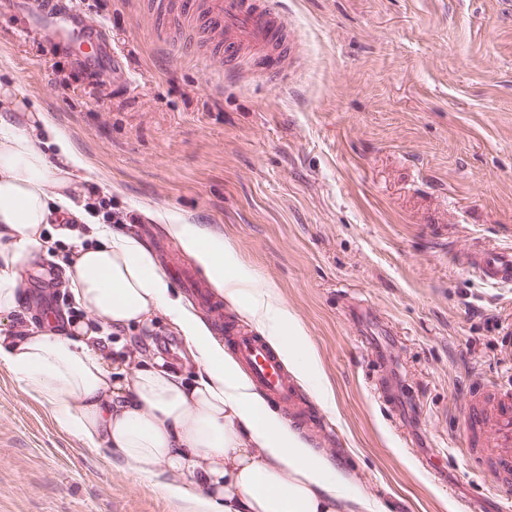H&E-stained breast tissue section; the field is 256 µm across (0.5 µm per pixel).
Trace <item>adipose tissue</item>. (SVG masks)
I'll use <instances>...</instances> for the list:
<instances>
[{
  "label": "adipose tissue",
  "mask_w": 512,
  "mask_h": 512,
  "mask_svg": "<svg viewBox=\"0 0 512 512\" xmlns=\"http://www.w3.org/2000/svg\"><path fill=\"white\" fill-rule=\"evenodd\" d=\"M76 187L51 166L31 137L0 116V313L20 298L18 269L42 246L40 228L74 211ZM173 233L210 270L218 287L243 296L269 342L305 378H314L302 332L286 308L252 289L247 275L224 276L222 246L176 224ZM75 298L104 323H145L156 311L178 326L201 367L184 387L156 365L114 374L81 336L36 333L0 340V364L35 399L52 405L60 428L91 449L106 448L128 469L172 498L187 483L202 489L194 512H341L348 490L286 422L254 393L207 329L173 298L149 251L100 225L98 242L80 248Z\"/></svg>",
  "instance_id": "adipose-tissue-1"
}]
</instances>
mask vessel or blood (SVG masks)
<instances>
[{
    "label": "vessel or blood",
    "mask_w": 512,
    "mask_h": 512,
    "mask_svg": "<svg viewBox=\"0 0 512 512\" xmlns=\"http://www.w3.org/2000/svg\"><path fill=\"white\" fill-rule=\"evenodd\" d=\"M28 25L38 27L59 48L78 54L87 76L105 82L121 75L122 61L105 28L89 24L81 9H43L40 0H22ZM173 29H189V47L204 50L225 79L245 76L244 64L261 66L260 78L284 83L298 60L293 29L278 0H187V8L169 23ZM458 264L469 277L489 287L512 285V247L472 245L459 253ZM170 271L207 310L212 323L224 335V345L249 374L253 390L278 407L302 430L319 432L324 422L321 409L306 399L288 372L280 354L248 323L226 317L222 301L213 297L196 266L172 260ZM49 271H42L30 286L31 313L46 317L57 304ZM459 428L465 435L489 433L490 445H471L467 453L494 477L497 495H512V393L479 388L471 390L461 411Z\"/></svg>",
    "instance_id": "vessel-or-blood-1"
}]
</instances>
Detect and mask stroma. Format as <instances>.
Here are the masks:
<instances>
[{"label":"stroma","instance_id":"stroma-1","mask_svg":"<svg viewBox=\"0 0 512 512\" xmlns=\"http://www.w3.org/2000/svg\"><path fill=\"white\" fill-rule=\"evenodd\" d=\"M0 0V86L12 117L93 210L183 224L224 245L225 276L287 308L317 381H301L332 427L310 440L372 512H512L464 460L457 417L471 384L512 391V287L456 266L473 244H512V6L506 0H280L299 40L288 83H224L156 37L181 0H74L107 28L126 79L98 84ZM72 157H65L58 141ZM18 277L68 267L95 241L43 225ZM358 305L376 335L356 327ZM162 312L105 339L116 354L177 333ZM417 426L379 399L390 368ZM0 512H192L107 451L57 425L0 365Z\"/></svg>","mask_w":512,"mask_h":512}]
</instances>
